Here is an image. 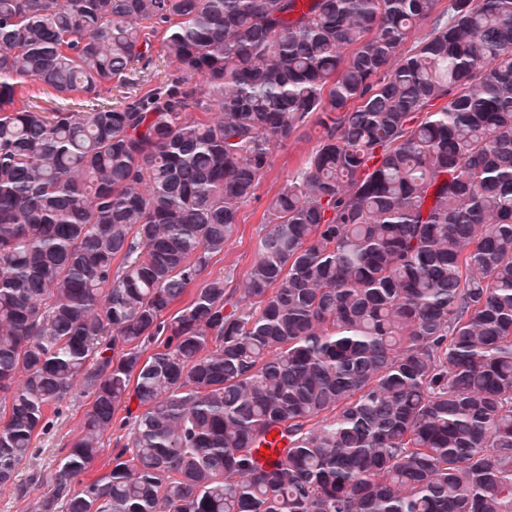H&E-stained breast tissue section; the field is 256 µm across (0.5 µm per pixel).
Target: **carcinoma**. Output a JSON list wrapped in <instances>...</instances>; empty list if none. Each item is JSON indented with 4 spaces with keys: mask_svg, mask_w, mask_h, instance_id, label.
Listing matches in <instances>:
<instances>
[{
    "mask_svg": "<svg viewBox=\"0 0 512 512\" xmlns=\"http://www.w3.org/2000/svg\"><path fill=\"white\" fill-rule=\"evenodd\" d=\"M435 4L0 0V494L78 389L32 512H512V0ZM160 43V38L154 41L151 53L152 61L149 65L145 66L144 62L135 63L133 67L134 74H129V77L134 79L136 84L123 86L122 88L119 84L114 85L112 87L113 98L119 99L121 96L143 94L157 83L169 79L171 74L178 72L177 63L164 55ZM319 139L320 128L315 117H312L305 127L275 148L271 166L262 178L255 196L244 202L238 210L237 224L229 245L223 254L212 258L200 276L201 280L214 276L227 277L233 273L234 282L228 283L227 288L235 287L238 277L246 272L257 255L269 199L288 184L289 177L302 167L318 147ZM124 415L125 414L123 412H120L117 415L114 426L112 427V437L110 440H108V436L105 438L104 450L92 468V474H100L107 469L108 463L112 458V448H115V437L123 435L127 432L126 429L118 430L121 425V419Z\"/></svg>",
    "mask_w": 512,
    "mask_h": 512,
    "instance_id": "1",
    "label": "carcinoma"
}]
</instances>
